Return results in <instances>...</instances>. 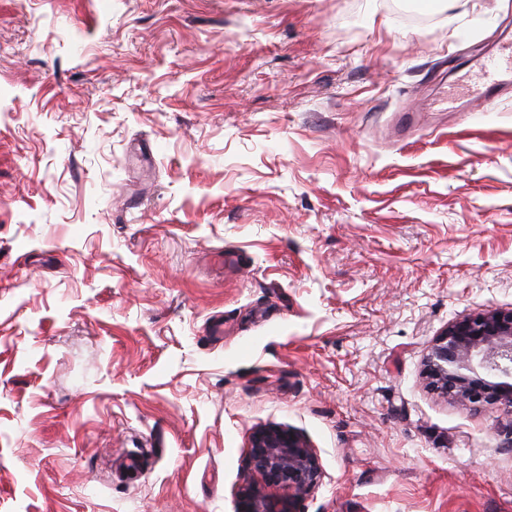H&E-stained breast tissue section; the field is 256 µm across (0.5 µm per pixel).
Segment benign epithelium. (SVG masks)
I'll return each instance as SVG.
<instances>
[{"instance_id":"obj_1","label":"benign epithelium","mask_w":512,"mask_h":512,"mask_svg":"<svg viewBox=\"0 0 512 512\" xmlns=\"http://www.w3.org/2000/svg\"><path fill=\"white\" fill-rule=\"evenodd\" d=\"M432 390L480 408L496 405L512 413V310H493L448 324L425 360ZM249 465L265 485L302 495L320 481L317 453L303 435L270 425L256 430ZM238 512H278L253 485L238 492Z\"/></svg>"}]
</instances>
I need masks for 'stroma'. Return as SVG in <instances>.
<instances>
[{"label": "stroma", "instance_id": "obj_1", "mask_svg": "<svg viewBox=\"0 0 512 512\" xmlns=\"http://www.w3.org/2000/svg\"><path fill=\"white\" fill-rule=\"evenodd\" d=\"M0 0V512H512V415L433 393L512 309V0ZM249 465L265 485L288 491V496L307 493L321 478L317 453L304 436L277 425L254 432ZM276 507L274 501L253 485H246L238 492V512H283Z\"/></svg>", "mask_w": 512, "mask_h": 512}]
</instances>
